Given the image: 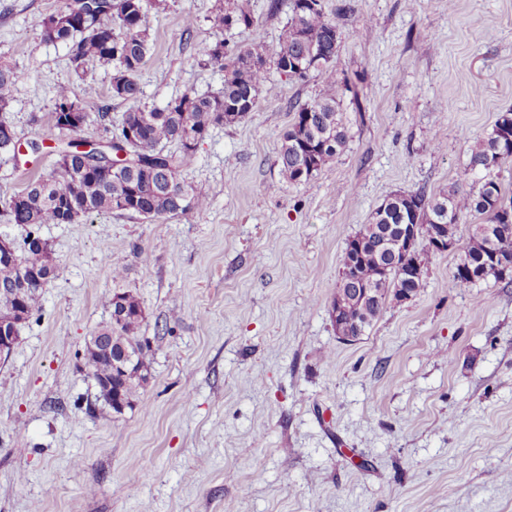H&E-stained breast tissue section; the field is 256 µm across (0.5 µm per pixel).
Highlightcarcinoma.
I'll list each match as a JSON object with an SVG mask.
<instances>
[{
  "mask_svg": "<svg viewBox=\"0 0 512 512\" xmlns=\"http://www.w3.org/2000/svg\"><path fill=\"white\" fill-rule=\"evenodd\" d=\"M163 0H81L84 11L74 24L63 19L73 9L67 2L41 21L44 41L68 48L71 63L80 70L88 60L113 66L112 96L131 103L119 128H130V164L119 176L107 177L96 171L99 164L86 154H77L83 140L86 116L78 122H62V112L78 104L66 87L56 90L53 121L60 134L68 137L63 147L54 148L56 159L46 173L31 180L6 209L8 223L25 227L20 244L19 264L0 260V315L16 311L15 297L5 292L18 287L20 277L28 285L22 289L23 319L40 309L41 289L55 278L56 260L51 249L27 245L40 237L44 224H73L80 217L113 213L150 221L204 210L207 199L181 177V169L195 156L209 129L242 120L256 106L263 71L256 63L274 55L275 70L290 80H303L310 71L323 69L336 60L344 33L336 19L325 12L323 0H292L291 14L279 48L271 53L261 43L228 55L226 42L216 40L207 51L208 61L224 67V87L216 94L188 90L163 106L140 103L142 90L138 76L151 51L148 34L142 28L148 7ZM213 28L222 32L234 26L250 28L254 19L239 0H224L212 17ZM22 74L0 65V111L9 106ZM292 123L283 135L278 153L281 173L294 184L305 185L323 168L333 164L348 144V126L343 108V92L291 105ZM512 161V110L502 113L484 139L469 149L467 189L429 194L423 189L394 193L377 208L369 223L347 243L340 257V280L332 307L339 310L337 326L356 335L368 329L389 307L400 304L398 293L408 289L419 295L426 286L424 277L409 278L398 264L393 250L397 225L414 219L423 241L417 260L426 269L436 251L429 248L435 225H448V237L455 236L460 219L474 216L483 223L474 225L462 247L452 275L454 284L468 288L492 277L500 280L493 251L512 255V209H501L504 198L497 172ZM472 270L474 277L462 273ZM372 289L365 305L355 301L358 289ZM108 306L119 305L123 317L109 320L97 335L112 337V346L85 342L83 354L98 391L96 400L112 406L116 413L133 406L140 390L151 377L152 358L145 340L138 336L145 319L139 300L129 293H115ZM123 347L131 357V369L124 374L117 365L114 349Z\"/></svg>",
  "mask_w": 512,
  "mask_h": 512,
  "instance_id": "cac0c4a2",
  "label": "carcinoma"
}]
</instances>
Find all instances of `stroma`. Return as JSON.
Returning a JSON list of instances; mask_svg holds the SVG:
<instances>
[{"label":"stroma","instance_id":"35a3bbf8","mask_svg":"<svg viewBox=\"0 0 512 512\" xmlns=\"http://www.w3.org/2000/svg\"><path fill=\"white\" fill-rule=\"evenodd\" d=\"M270 1L248 0L254 25L228 32L231 45L278 48L290 0ZM63 3L0 0V64L23 74L0 113L25 147L0 153V233L15 237L3 205L55 159L56 89L89 98L91 141L100 112L116 123L129 108L110 65L75 73L67 48L42 39ZM217 4L148 12L142 104L223 88L205 61ZM325 7L345 33L335 62L301 81L266 64L254 110L211 127L182 170L206 210L42 226L58 272L0 360V512H512V283L455 287L459 254L445 252L360 339H339L330 318L340 256L375 208L462 185L470 145L512 110V0ZM336 82L347 148L289 183L277 152L291 106ZM123 292L145 310L153 364L116 414L79 361Z\"/></svg>","mask_w":512,"mask_h":512}]
</instances>
